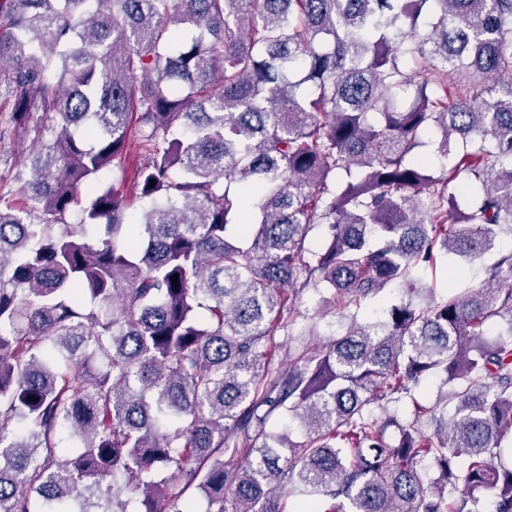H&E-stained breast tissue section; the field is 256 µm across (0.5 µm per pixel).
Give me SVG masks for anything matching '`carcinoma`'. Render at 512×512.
<instances>
[{"label": "carcinoma", "instance_id": "cac0c4a2", "mask_svg": "<svg viewBox=\"0 0 512 512\" xmlns=\"http://www.w3.org/2000/svg\"><path fill=\"white\" fill-rule=\"evenodd\" d=\"M1 98L33 158L0 194V512H512V252L414 301L512 224V0H0ZM133 126L139 212L100 182ZM306 297L349 318L320 346ZM421 276L424 283L431 284L436 288L435 298L446 294L459 284L455 268L446 263L438 264L436 271L433 270V273L431 270H428L421 273Z\"/></svg>", "mask_w": 512, "mask_h": 512}]
</instances>
